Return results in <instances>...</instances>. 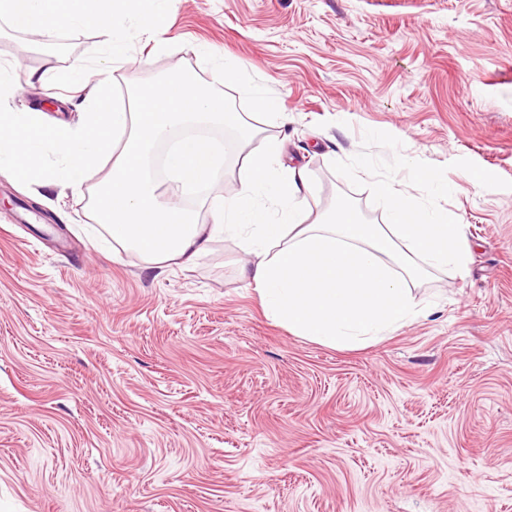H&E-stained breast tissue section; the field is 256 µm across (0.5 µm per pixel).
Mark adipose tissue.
I'll return each instance as SVG.
<instances>
[{"label":"adipose tissue","mask_w":512,"mask_h":512,"mask_svg":"<svg viewBox=\"0 0 512 512\" xmlns=\"http://www.w3.org/2000/svg\"><path fill=\"white\" fill-rule=\"evenodd\" d=\"M115 6L116 0H0V16L35 36L98 22L117 60L127 31L114 18ZM224 124L243 141L256 133L239 113L227 111L223 96L198 89L179 71L126 101L98 83L84 97L75 125L50 124L42 113L15 112L0 102V169L23 184L79 191L111 162V178L94 191L92 218L113 245L134 250L151 268H187L214 237L234 234L256 258L240 274L272 318L294 335L332 348L364 347L415 319L420 309L411 283L425 268H464L463 227L440 204L453 188L412 158L404 166L428 203L380 180L385 223H364L341 206L308 224L305 171L284 166L282 142L272 138L247 156L238 190L213 204L211 223H199L193 211L162 196L149 173V151L171 140L164 173L188 190L205 186L219 147L202 131ZM48 150L60 159L51 168L39 163Z\"/></svg>","instance_id":"ef3b65f1"}]
</instances>
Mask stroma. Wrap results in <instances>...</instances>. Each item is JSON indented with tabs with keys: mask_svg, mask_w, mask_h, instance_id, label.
<instances>
[{
	"mask_svg": "<svg viewBox=\"0 0 512 512\" xmlns=\"http://www.w3.org/2000/svg\"><path fill=\"white\" fill-rule=\"evenodd\" d=\"M150 11L123 14L120 64L96 24L36 42L0 17L12 106L76 122L77 61L119 99L186 71L257 127L182 196L199 223L270 138L312 223L341 203L384 223L357 162L404 180L415 157L456 187L467 264L414 285L412 322L333 349L266 315L234 236L148 270L87 232L89 190L1 172L0 512H512V0H171L149 41Z\"/></svg>",
	"mask_w": 512,
	"mask_h": 512,
	"instance_id": "obj_1",
	"label": "stroma"
}]
</instances>
